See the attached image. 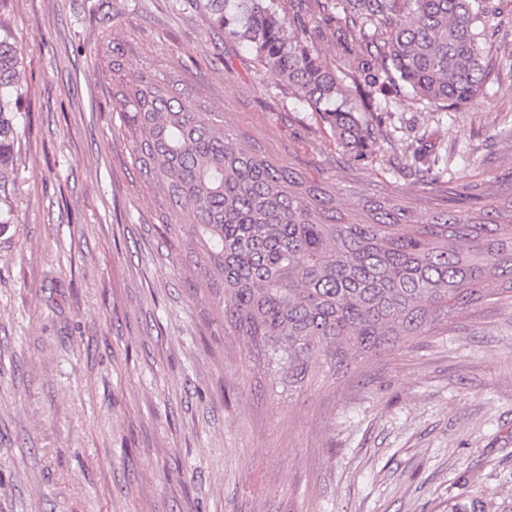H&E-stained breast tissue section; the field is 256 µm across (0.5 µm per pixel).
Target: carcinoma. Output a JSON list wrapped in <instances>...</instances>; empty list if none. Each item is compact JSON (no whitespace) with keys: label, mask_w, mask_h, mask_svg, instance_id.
<instances>
[{"label":"carcinoma","mask_w":512,"mask_h":512,"mask_svg":"<svg viewBox=\"0 0 512 512\" xmlns=\"http://www.w3.org/2000/svg\"><path fill=\"white\" fill-rule=\"evenodd\" d=\"M197 2L358 160L383 132L387 85L446 111L482 94L481 39L500 26L487 0ZM321 47L341 70L321 61ZM21 68L22 47L0 27V194L16 178ZM112 70L131 162L166 205L169 235L195 257L224 329L288 390L314 364L348 371L481 301L512 300V188L426 216L388 192H362L345 211L336 181L247 144L224 113L151 73L127 77L117 59ZM448 512L485 510L475 497Z\"/></svg>","instance_id":"cac0c4a2"}]
</instances>
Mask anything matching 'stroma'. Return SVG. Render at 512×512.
<instances>
[{
    "instance_id": "stroma-1",
    "label": "stroma",
    "mask_w": 512,
    "mask_h": 512,
    "mask_svg": "<svg viewBox=\"0 0 512 512\" xmlns=\"http://www.w3.org/2000/svg\"><path fill=\"white\" fill-rule=\"evenodd\" d=\"M481 41L484 92L440 112L388 96L369 158L225 39L195 0H0L29 115L0 236V512H499L512 498V305L287 393L246 364L161 201L132 166L109 60L150 72L309 176L419 213L512 185V0ZM427 149L448 162L423 176Z\"/></svg>"
}]
</instances>
